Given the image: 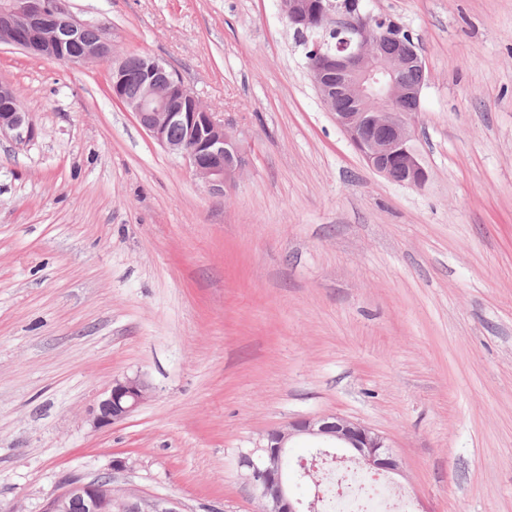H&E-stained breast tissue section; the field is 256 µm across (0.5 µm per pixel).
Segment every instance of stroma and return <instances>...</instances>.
<instances>
[{"label": "stroma", "mask_w": 512, "mask_h": 512, "mask_svg": "<svg viewBox=\"0 0 512 512\" xmlns=\"http://www.w3.org/2000/svg\"><path fill=\"white\" fill-rule=\"evenodd\" d=\"M70 5L112 58L0 46L36 128L0 138V512L108 472L179 512H259L238 449L329 413L401 460L389 512H512V0H366L426 64L420 189L337 127L279 0ZM131 52L244 137L235 189L209 193L113 102ZM136 374L150 397L93 428ZM106 28L107 26L104 23L98 26L87 25L83 36V43H96L81 46V51L67 58L65 63L69 65H82L91 60L109 57L112 53V40L106 34L99 39L100 35L105 33Z\"/></svg>", "instance_id": "stroma-1"}]
</instances>
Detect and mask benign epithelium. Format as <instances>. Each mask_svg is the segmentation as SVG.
<instances>
[{"label": "benign epithelium", "mask_w": 512, "mask_h": 512, "mask_svg": "<svg viewBox=\"0 0 512 512\" xmlns=\"http://www.w3.org/2000/svg\"><path fill=\"white\" fill-rule=\"evenodd\" d=\"M282 13L296 33H315L335 28L347 34L336 50L343 53L341 70L353 84L360 105L358 112H334L336 125L369 167L386 179L412 188H422L428 174L414 144L421 111L395 112L393 104L400 96L420 102L427 82L424 60L406 28L393 16L370 12L364 16L340 11L331 0H280ZM48 12L43 0H5L0 3V45L22 48L29 55L52 57L51 42L42 31V17ZM85 24L73 15L61 20L57 38L77 42ZM390 43L394 51L386 58L377 52V44ZM112 40L104 35L92 45L65 60L82 65L107 58ZM410 66L420 69L422 80L407 87L399 74ZM147 84L138 97L126 95L123 60L112 64V99L134 113L139 124L162 148L181 156L210 193L222 195L236 185L249 165L247 147L238 139L224 117L204 107L187 112L183 103L195 97L179 74L165 63L147 57L143 60ZM336 71V56L325 54L318 66L309 70L310 80L322 103L331 108L334 93L327 76ZM174 127L199 129V138L176 139ZM10 134L22 143L34 139L36 130L14 90L0 83V135ZM150 393V384L140 375L113 382L99 402L93 420L96 428L110 426L131 415ZM305 436L331 448L349 453V459L380 474L401 472V461L389 451L384 437L364 424L337 414L301 418L272 429L254 448L239 455L243 478L262 512H301L300 499L292 492L284 466L288 444ZM298 478L314 487V498L306 512H314L321 498L320 470L314 464H299ZM44 512H179L176 503L165 498H147L117 490L109 478L71 482L47 503Z\"/></svg>", "instance_id": "obj_1"}]
</instances>
